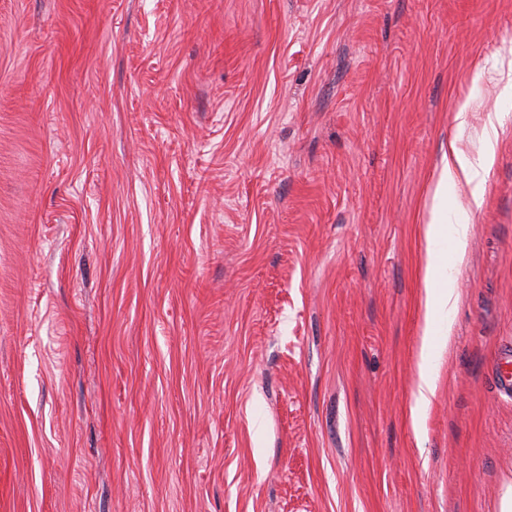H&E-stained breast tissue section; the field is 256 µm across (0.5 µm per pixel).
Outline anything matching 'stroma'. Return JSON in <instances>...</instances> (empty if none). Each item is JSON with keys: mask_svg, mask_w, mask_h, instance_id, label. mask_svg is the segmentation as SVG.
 <instances>
[{"mask_svg": "<svg viewBox=\"0 0 512 512\" xmlns=\"http://www.w3.org/2000/svg\"><path fill=\"white\" fill-rule=\"evenodd\" d=\"M498 59L512 0H0V512H503ZM494 112L415 419L427 191Z\"/></svg>", "mask_w": 512, "mask_h": 512, "instance_id": "35a3bbf8", "label": "stroma"}]
</instances>
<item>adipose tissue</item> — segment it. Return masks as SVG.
Returning <instances> with one entry per match:
<instances>
[{
	"label": "adipose tissue",
	"instance_id": "obj_1",
	"mask_svg": "<svg viewBox=\"0 0 512 512\" xmlns=\"http://www.w3.org/2000/svg\"><path fill=\"white\" fill-rule=\"evenodd\" d=\"M502 119L488 116L480 137L476 157H469L456 141H449L441 157L436 180L428 191L427 221L424 225L426 263L421 270L424 288L422 340L418 353L417 408L428 407L437 387L432 367L435 352L436 322H448L458 302L453 265L461 264L466 253L467 240L472 229L471 212L479 208L484 195L485 178L492 166ZM454 241L455 257L452 263L442 261L440 247L445 241Z\"/></svg>",
	"mask_w": 512,
	"mask_h": 512
}]
</instances>
